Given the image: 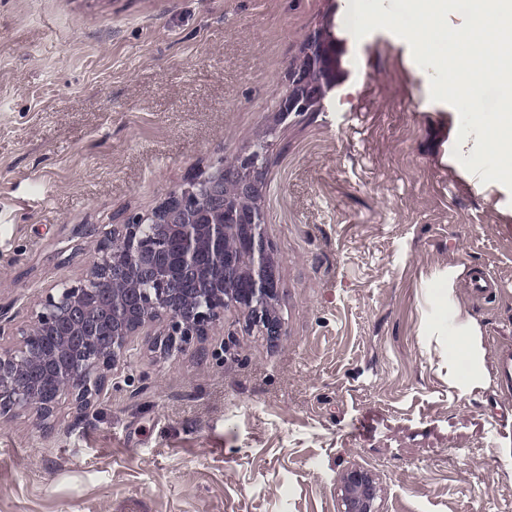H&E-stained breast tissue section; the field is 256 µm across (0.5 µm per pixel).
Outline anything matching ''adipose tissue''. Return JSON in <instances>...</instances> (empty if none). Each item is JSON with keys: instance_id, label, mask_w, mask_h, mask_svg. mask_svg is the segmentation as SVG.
Returning <instances> with one entry per match:
<instances>
[{"instance_id": "obj_1", "label": "adipose tissue", "mask_w": 512, "mask_h": 512, "mask_svg": "<svg viewBox=\"0 0 512 512\" xmlns=\"http://www.w3.org/2000/svg\"><path fill=\"white\" fill-rule=\"evenodd\" d=\"M454 320L453 332L455 335L465 337L466 346L462 352L449 353L448 381L451 385L466 391L485 380L484 350L474 320L459 309L454 312Z\"/></svg>"}]
</instances>
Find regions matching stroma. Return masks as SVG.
<instances>
[{"label":"stroma","mask_w":512,"mask_h":512,"mask_svg":"<svg viewBox=\"0 0 512 512\" xmlns=\"http://www.w3.org/2000/svg\"><path fill=\"white\" fill-rule=\"evenodd\" d=\"M349 2L0 0V330L259 138L282 321L272 342L231 305L169 357L133 337L91 407L0 418V512H338L355 466L381 512H512L495 379L448 384L455 308L512 346V189L472 185L430 70L391 31L355 38ZM325 25L338 81L280 113ZM481 265L495 296H444Z\"/></svg>","instance_id":"35a3bbf8"}]
</instances>
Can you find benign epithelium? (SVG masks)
Segmentation results:
<instances>
[{"mask_svg": "<svg viewBox=\"0 0 512 512\" xmlns=\"http://www.w3.org/2000/svg\"><path fill=\"white\" fill-rule=\"evenodd\" d=\"M264 150L258 143L237 170L222 166L191 180L150 223L135 215L112 226L85 284L45 290L31 324L0 346V417L34 410L47 421L66 394L92 404L129 340L159 316L168 326L152 347L164 356L207 334L229 302L247 310L249 327L280 336L275 260L257 214L230 220L224 208L229 184L244 200L263 192ZM380 498L367 470L343 474L340 512H380Z\"/></svg>", "mask_w": 512, "mask_h": 512, "instance_id": "1", "label": "benign epithelium"}]
</instances>
